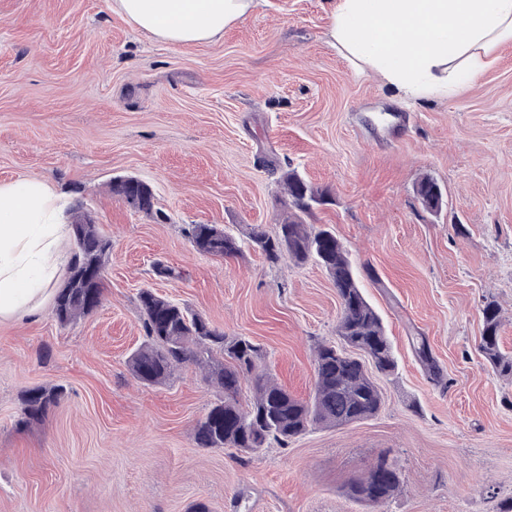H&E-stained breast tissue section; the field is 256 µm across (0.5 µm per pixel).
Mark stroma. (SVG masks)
Instances as JSON below:
<instances>
[{"mask_svg":"<svg viewBox=\"0 0 512 512\" xmlns=\"http://www.w3.org/2000/svg\"><path fill=\"white\" fill-rule=\"evenodd\" d=\"M328 23L327 0H260L223 39L178 46L112 0H0V183L44 179L63 223L84 209L112 244L92 313L60 324L49 297L0 320V512H377L346 487L383 457L402 486L378 512H496L512 497V382L478 351L492 298L512 354V44L459 92L408 106L326 42ZM271 159L328 189L309 221L374 271L361 284L397 368L378 379L377 416L245 457L197 447L217 393L196 366L143 386L128 359L150 289L249 338L311 396L340 300L317 263L247 245L280 219ZM426 175L444 192L434 216L414 194ZM118 176L148 183L162 219L113 196ZM194 224L224 225L240 253H197ZM158 259L179 279L156 277ZM418 334L447 389L416 361ZM53 385L59 404L21 426L25 392Z\"/></svg>","mask_w":512,"mask_h":512,"instance_id":"obj_1","label":"stroma"}]
</instances>
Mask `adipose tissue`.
Returning <instances> with one entry per match:
<instances>
[{
  "label": "adipose tissue",
  "instance_id": "obj_1",
  "mask_svg": "<svg viewBox=\"0 0 512 512\" xmlns=\"http://www.w3.org/2000/svg\"><path fill=\"white\" fill-rule=\"evenodd\" d=\"M258 0H112L142 32L174 45L221 40ZM325 36L410 105L475 81L512 43V0H328ZM36 177L0 184V320L34 311L65 260L69 228Z\"/></svg>",
  "mask_w": 512,
  "mask_h": 512
}]
</instances>
